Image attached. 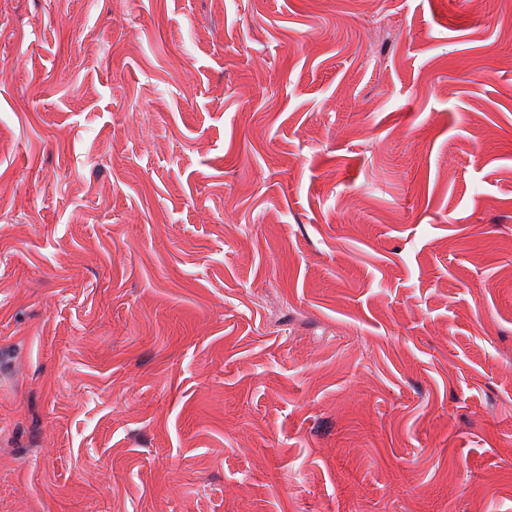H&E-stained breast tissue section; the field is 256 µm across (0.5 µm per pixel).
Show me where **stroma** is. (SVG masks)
Returning <instances> with one entry per match:
<instances>
[{
  "instance_id": "35a3bbf8",
  "label": "stroma",
  "mask_w": 512,
  "mask_h": 512,
  "mask_svg": "<svg viewBox=\"0 0 512 512\" xmlns=\"http://www.w3.org/2000/svg\"><path fill=\"white\" fill-rule=\"evenodd\" d=\"M1 468L512 512V0H0Z\"/></svg>"
}]
</instances>
